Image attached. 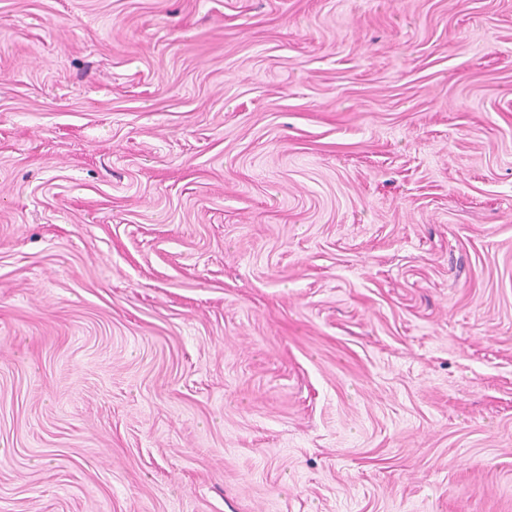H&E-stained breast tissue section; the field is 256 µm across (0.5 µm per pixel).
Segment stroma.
<instances>
[{
    "label": "stroma",
    "instance_id": "stroma-1",
    "mask_svg": "<svg viewBox=\"0 0 512 512\" xmlns=\"http://www.w3.org/2000/svg\"><path fill=\"white\" fill-rule=\"evenodd\" d=\"M0 512H512V0H0Z\"/></svg>",
    "mask_w": 512,
    "mask_h": 512
}]
</instances>
